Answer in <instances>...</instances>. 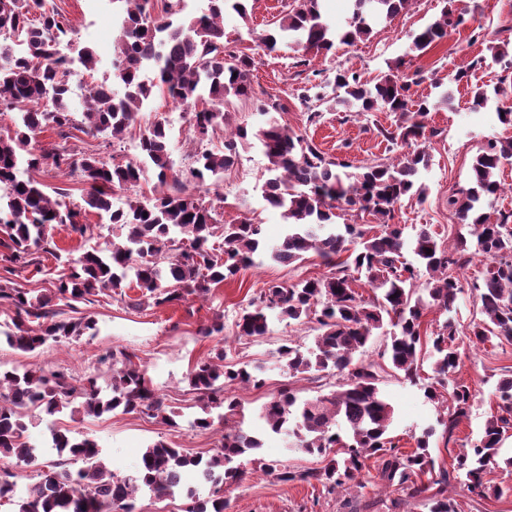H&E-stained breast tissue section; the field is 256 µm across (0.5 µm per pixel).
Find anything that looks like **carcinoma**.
<instances>
[{"mask_svg": "<svg viewBox=\"0 0 512 512\" xmlns=\"http://www.w3.org/2000/svg\"><path fill=\"white\" fill-rule=\"evenodd\" d=\"M119 2L125 8L112 78L122 92L109 84H93L76 111L70 103L69 68L56 57L57 42L72 28L55 0H0V106L17 111L13 134L0 136V232L9 240L8 254L0 257L5 261L0 268L7 273L0 276V308L13 313L11 321L0 324V344L27 353L91 336L95 321L63 319V308L92 304L95 297L120 289L125 282L139 291L128 305L159 307L187 295L205 297L212 287L252 265L261 245L260 225L220 223L214 203L197 197L190 186L221 179L236 163L238 145L254 138L268 160L265 200L282 210L288 226L281 243L268 250L269 258L290 265L312 251L330 268L320 278L269 285L249 302L236 323L240 338L266 335L271 311L282 319L315 323L314 351L293 342L279 348L283 370L291 379L336 378L335 389L305 400L289 382L262 406L260 416L272 432L295 438L299 448L325 460L321 467L303 470L283 465L276 473L278 481L319 484L329 491L361 488L359 478L366 461L374 458L379 481L427 512H458L448 494L458 483L481 499L511 492L512 486L484 482V474L493 466L503 465L512 473V457L500 454L503 434L512 427L511 376L497 383L500 403L485 421L480 439L459 449L448 468L437 464L429 451L433 430L424 432L410 452L398 448L388 436L393 406L380 385L387 376L419 382V361L421 354H427L437 385L427 386L425 394L437 404L449 396L447 418L440 424L445 443L455 441L475 398V390L455 377L458 326L448 319L425 342L421 327L428 309L450 310L461 291L453 270L478 257L489 264L481 281L474 284L481 318L470 323L469 333L482 344L512 340V210L495 205L501 192L496 175L502 161L512 158V137L488 142L471 165L468 184L448 196V208L469 228V236L446 245L437 241L426 224L416 233L411 250L426 275L419 288L417 268L403 261L406 239L394 219L404 197L423 200L425 186L418 182V174L428 166L430 154L419 140L438 135V130L427 128L436 104L427 98L415 99L411 93V86L423 80L420 71L412 79L391 73L374 83L349 70L336 74L340 103L356 108L358 115L390 112L396 116L395 129L384 133V138L413 150L390 161L365 164L353 173L350 162L325 156L303 134L275 120L256 130L236 126L225 135L224 148L214 152L203 143L226 125L231 98L257 100L262 115L283 110L280 103L262 99L256 92L251 80L253 58L224 54V12L231 9L244 19L250 0H208L203 12L184 19L166 2L159 11L154 0ZM352 2L348 26L336 30L324 20L319 0H294L295 6L274 21L259 42L270 52L286 40L305 52L327 53L337 42L350 44L369 35L377 19L395 16L411 0ZM463 22L464 12L456 0H446L440 16L415 35L412 50L425 52ZM488 51L490 58L480 57L473 65L490 59L503 71L512 70V51L506 46L492 44ZM146 64L154 71L148 82L141 77ZM158 92L191 114L198 148L190 167L174 171L167 120L161 114L141 133L136 161L120 162L97 154L78 160L68 150L73 130L121 140ZM48 129L56 131L60 141L45 146L34 133ZM48 165L81 179L83 204L63 201L61 192L51 198L44 184L32 176ZM149 172L167 190L146 202L130 200L127 208L112 209L114 189L132 191ZM86 209L105 213L120 233L112 234L103 247L85 248L68 258V272L49 293L33 295L19 287L15 278L40 264V255L61 258L46 228L66 224L82 240L93 238L90 225L79 221ZM338 209L375 217L380 231L371 235L361 224L338 227ZM356 273L365 276L372 296L365 298L352 287ZM386 320L395 331L383 344V361L357 358ZM134 358L124 350L109 352L106 359L111 361L112 379L104 387L95 376L77 387L62 370L0 367V459L6 467L0 478V507L13 505L14 512H113L112 505L118 502L123 512H136V497L142 489L160 497L183 489L188 501L185 512H226L229 502L224 488L245 477V471L231 462L262 447L237 419L240 403L233 390L258 389L264 379L259 366L225 362L222 348L198 360L186 374L189 387L198 394L191 427L207 431L216 418L224 425L217 454L205 460L158 440L143 452L136 475L119 478L100 459L94 440L51 427L52 447L81 466L71 472L61 469L59 462L55 468L38 471L37 480L23 490L7 471L12 460L17 465L38 460L24 421L31 408L50 416L67 409L72 415L87 416L119 410L159 417L169 428H178L177 413L168 409L147 370ZM192 478L210 485L208 498L197 497L187 485Z\"/></svg>", "mask_w": 512, "mask_h": 512, "instance_id": "carcinoma-1", "label": "carcinoma"}]
</instances>
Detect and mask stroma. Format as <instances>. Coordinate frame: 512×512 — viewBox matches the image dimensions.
Masks as SVG:
<instances>
[{"mask_svg":"<svg viewBox=\"0 0 512 512\" xmlns=\"http://www.w3.org/2000/svg\"><path fill=\"white\" fill-rule=\"evenodd\" d=\"M60 12L70 21L75 33L62 42V51L71 45L89 46L99 61L111 60L115 52L118 31L111 8L95 14L87 0H55ZM292 0H253L247 18L232 12L224 14V51L228 54H247L255 59L252 71L254 85L285 107L278 113L281 124L307 134L314 144L331 158H341L360 166L378 158L389 157L390 144L380 136V129L390 128L393 115L386 112H367L356 116L336 100L334 83L337 70L349 69L362 78L373 80L385 75L390 65L404 61L405 74L422 71L424 79L414 86L415 96L438 99L448 93L452 104L431 112L429 124L439 134L428 142L431 163L421 175L426 198L417 201L404 198L396 212V220L404 224L405 237H412L420 225H430L441 242L454 241L460 226L448 208L449 193L465 185L470 166L487 140L505 136L507 130L497 119L500 108L512 107V81L503 82L499 66L489 65L466 69L465 64L486 55L493 42H512V0H461L467 21L423 54L410 49L413 36L420 33L440 14L441 0H415L397 16L378 20L372 33L351 45H336L333 51L321 55L305 53L289 43L278 44L275 51L260 48L256 37L285 14ZM466 70L459 82L451 76ZM319 85L321 100L305 101L301 92ZM506 86V94L491 97L485 107L473 105L475 88L491 89ZM164 112L171 134V158L177 169L191 164L196 148L189 132L190 116L165 96H156L149 109L130 126L115 148H108L105 137L76 133L68 142L77 154L114 152L128 159L129 147L151 124L156 112ZM319 112L316 123H309L310 112ZM267 160L257 141H249L239 150L237 164L225 171L221 182L224 204L220 218L249 220L261 224L267 244L280 241L284 220L278 209L265 200ZM486 264L474 261L458 273L462 292L450 311L428 310L424 326L435 332L447 318H454L461 327H468L479 309L473 282L480 278ZM328 269L315 254L289 266L268 261L240 271L231 280L213 288L207 300L190 296L174 305L133 308L121 301L119 295L100 297L98 302L83 305L80 315L97 323L96 336L54 344L32 353L0 347V366L43 367L67 372L75 381L91 374L101 382H109L110 373L102 358L112 349H123L137 355L149 376L158 386L170 409L184 417L196 411L197 395L185 380L188 369L199 359L216 349H225L230 361L263 370L266 383L261 389H240L236 396L245 415L244 426L262 442L257 455H244L239 464L246 472L245 479L225 492L228 512H352L357 497L376 500L375 512H416V504L398 503L397 491L383 488L375 479L374 463H367L361 481L362 488L330 492L305 484H284L275 473L256 470L254 458L268 464H285L297 469L319 466L318 457L289 448L284 436L272 433L259 416L261 406L275 396L285 381L279 367L278 349L288 341L312 346L313 324L298 321H273L270 332L259 338H238L236 322L249 302L259 296L269 284L296 282L327 274ZM222 323V332L204 336L200 330L213 323ZM460 357L458 378L476 391L471 414L457 432L460 443L475 442L486 419L496 412V384L505 371H512V340L497 339L485 345L472 342L468 334L457 340ZM383 389L395 408L390 434L401 450L415 448L417 437L430 432V450L438 461H448V451L439 425L441 411L429 401L422 385L386 377ZM73 434L95 440L107 467L121 477L134 475L146 446L163 439L174 447L193 455L210 457L215 454L221 439L220 429L205 432L182 427L173 431L158 419L139 414L114 412L99 417L59 414L49 417L39 410L29 411L26 418L31 442L43 444L49 422Z\"/></svg>","mask_w":512,"mask_h":512,"instance_id":"1","label":"stroma"}]
</instances>
